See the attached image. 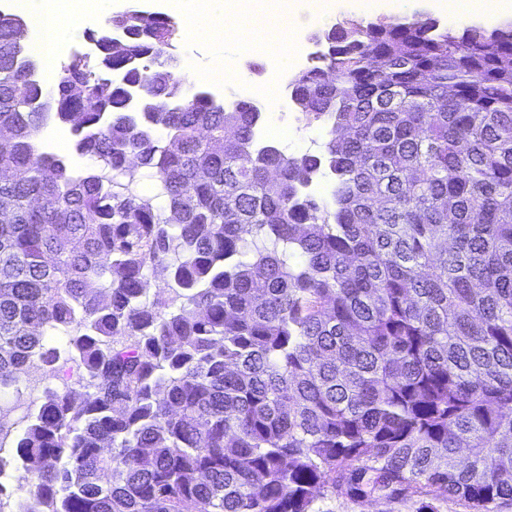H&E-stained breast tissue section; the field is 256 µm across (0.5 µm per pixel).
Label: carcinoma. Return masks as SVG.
<instances>
[{
    "instance_id": "carcinoma-1",
    "label": "carcinoma",
    "mask_w": 512,
    "mask_h": 512,
    "mask_svg": "<svg viewBox=\"0 0 512 512\" xmlns=\"http://www.w3.org/2000/svg\"><path fill=\"white\" fill-rule=\"evenodd\" d=\"M113 26L50 89L76 170L35 145L43 88L0 12V453L25 512L512 504V26L336 23L288 83L330 124L299 156L253 103L183 88L173 18ZM61 359L90 393L12 430L21 376ZM414 502H356L345 498L327 497L317 501L314 508L320 512H416Z\"/></svg>"
}]
</instances>
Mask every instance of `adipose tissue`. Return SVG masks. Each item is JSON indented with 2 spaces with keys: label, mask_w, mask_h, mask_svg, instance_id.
I'll return each instance as SVG.
<instances>
[{
  "label": "adipose tissue",
  "mask_w": 512,
  "mask_h": 512,
  "mask_svg": "<svg viewBox=\"0 0 512 512\" xmlns=\"http://www.w3.org/2000/svg\"><path fill=\"white\" fill-rule=\"evenodd\" d=\"M85 0H70L59 7L56 0H21L19 13L27 25L42 28L44 39L34 52L41 61V77L46 84H55L58 77L57 59L65 44L75 38L83 20ZM188 21L192 37L206 39L215 45L249 44L263 37L267 51L281 52L287 45L289 32L299 25L295 9L286 8L268 13L257 10L240 16L225 9V0H176ZM67 14V25H59L60 14Z\"/></svg>",
  "instance_id": "1"
}]
</instances>
